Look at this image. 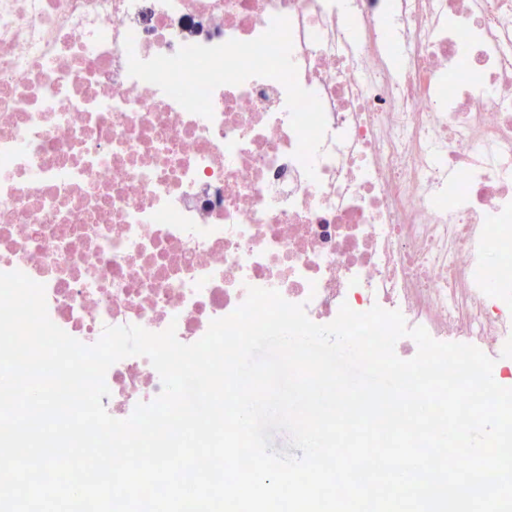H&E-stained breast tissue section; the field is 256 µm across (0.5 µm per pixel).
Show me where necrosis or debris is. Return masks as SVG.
Returning <instances> with one entry per match:
<instances>
[{
    "instance_id": "necrosis-or-debris-1",
    "label": "necrosis or debris",
    "mask_w": 512,
    "mask_h": 512,
    "mask_svg": "<svg viewBox=\"0 0 512 512\" xmlns=\"http://www.w3.org/2000/svg\"><path fill=\"white\" fill-rule=\"evenodd\" d=\"M277 16L326 115L312 179L277 80L219 86L208 119L128 73L129 54L251 41ZM16 270L86 345L125 325L194 343L259 287L318 324L400 311L495 351L512 387V0H0ZM105 380L117 419L162 390L143 356Z\"/></svg>"
}]
</instances>
